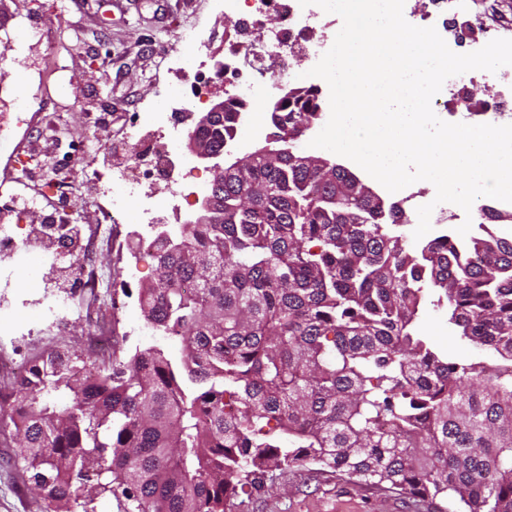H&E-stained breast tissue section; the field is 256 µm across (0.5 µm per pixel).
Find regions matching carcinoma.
Listing matches in <instances>:
<instances>
[{
    "instance_id": "cac0c4a2",
    "label": "carcinoma",
    "mask_w": 512,
    "mask_h": 512,
    "mask_svg": "<svg viewBox=\"0 0 512 512\" xmlns=\"http://www.w3.org/2000/svg\"><path fill=\"white\" fill-rule=\"evenodd\" d=\"M314 87L273 117L283 155L224 166V223L157 229L158 276L139 308L180 356L112 351L98 366L52 351L0 420L53 512H229L270 472L320 463L461 512H512V240L413 252L394 205L292 160L317 118ZM247 101L195 135L234 140ZM251 190L242 199L243 188ZM491 358L450 361L416 334L425 285Z\"/></svg>"
}]
</instances>
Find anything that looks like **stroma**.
<instances>
[{
  "instance_id": "1",
  "label": "stroma",
  "mask_w": 512,
  "mask_h": 512,
  "mask_svg": "<svg viewBox=\"0 0 512 512\" xmlns=\"http://www.w3.org/2000/svg\"><path fill=\"white\" fill-rule=\"evenodd\" d=\"M457 12H443L428 0H405L404 17L416 23L420 14L430 16L449 48L469 53L484 47L490 37L512 39V0H460ZM480 25L465 37L455 28ZM196 29L215 48L216 60L236 70L238 83L250 86V107L237 126L229 145L232 157H242L266 146L273 137L266 106L278 84L315 87L323 103L321 117L294 143L297 152L325 156L334 153L312 148L311 140L330 117L329 87L308 76L300 65L284 77L259 75L243 57L230 56L229 39L259 42L260 32L241 31L224 21L216 0H5L0 5V49L30 50V67L13 71L11 58L0 59L16 84L33 89L27 125L16 128L13 145L17 163L0 157V181L21 182L25 191L46 198L45 211L74 214L79 224L93 228L99 222L102 200L95 194V178L124 164L130 153L126 130L145 113L163 106L183 105L201 112L223 87L209 76L186 78L187 50L181 41L184 29ZM473 98V113L486 122L499 99L491 91L492 79L463 73L450 79ZM435 114L449 123H464L469 113L457 110L452 99L440 100ZM45 211L27 213L23 221L40 224ZM121 240L98 244L92 250L94 264L110 274V287L96 292L73 288L77 315L66 316L57 336L34 333L0 336V354L12 358L17 368L62 347L94 361L87 339L108 327L113 341L126 351L153 345L171 347V340L152 328L136 325L138 289L154 279L156 261L146 252L131 258L133 227L121 225ZM140 272L128 277L130 261ZM417 327L432 345L454 360L477 357L478 351L461 340L448 322L434 291H426ZM12 427L0 424V512H53V504L30 488L28 475L15 460ZM232 512H436L433 504L399 491H387L315 463H301L275 471L265 490L240 495Z\"/></svg>"
}]
</instances>
